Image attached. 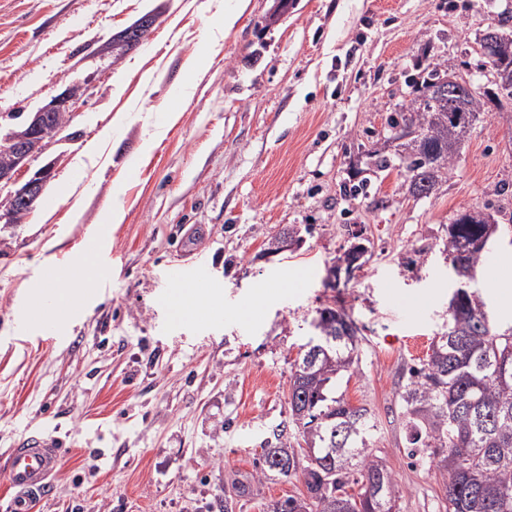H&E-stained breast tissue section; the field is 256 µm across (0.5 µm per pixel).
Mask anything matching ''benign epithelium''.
<instances>
[{"mask_svg": "<svg viewBox=\"0 0 512 512\" xmlns=\"http://www.w3.org/2000/svg\"><path fill=\"white\" fill-rule=\"evenodd\" d=\"M154 24L151 18L142 19L136 26L120 34L117 42L123 49L132 50L138 46L143 33ZM90 90V82L72 84L64 90L52 95L36 112L30 114L28 126L20 131L9 130L0 133V152L11 157V163L0 168V186H13L9 197L21 204H31L43 193L46 185L53 177V165L48 163L32 173L29 179L20 186H15L14 176L17 171L29 168L30 162L44 153L50 143L44 138V131L50 120L59 113L71 115L76 102ZM356 272L354 266H331L328 269L326 282L334 286L341 280H350Z\"/></svg>", "mask_w": 512, "mask_h": 512, "instance_id": "1", "label": "benign epithelium"}]
</instances>
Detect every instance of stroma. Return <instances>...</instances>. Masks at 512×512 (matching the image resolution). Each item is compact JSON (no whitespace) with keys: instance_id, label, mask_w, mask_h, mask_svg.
Wrapping results in <instances>:
<instances>
[{"instance_id":"obj_1","label":"stroma","mask_w":512,"mask_h":512,"mask_svg":"<svg viewBox=\"0 0 512 512\" xmlns=\"http://www.w3.org/2000/svg\"><path fill=\"white\" fill-rule=\"evenodd\" d=\"M224 2L0 0V127L66 85H92L66 133L30 163L53 164L48 191L67 186L71 196L0 231V467L24 432L56 428L61 469L34 512H266L302 482L275 477L249 497L224 493L275 433L303 447L288 405L291 365L316 309L334 302L363 336L339 390L375 417L399 512H443L440 474L407 454L398 393L405 367L428 359L448 320L450 222L512 189V110L482 114L427 199L402 189L403 168L378 171L366 153L386 138L389 112L413 98L407 77L428 63L488 83L478 41L512 16V0H291L269 24L276 0H249L192 96L178 99ZM147 15L155 23L137 48L111 47ZM161 124L162 139L143 152ZM107 127L100 163L78 166ZM357 169L368 196H343ZM116 200L125 219L112 224ZM291 225L298 248L266 255ZM357 231L368 248L361 269L324 287ZM92 238L102 287L55 333L21 324L46 273L76 266ZM197 251L221 284L217 316L175 323L163 298L179 285L164 273ZM488 251L475 287L503 330L512 326L500 291L512 288L507 218ZM256 297L261 315L249 323L244 306Z\"/></svg>"}]
</instances>
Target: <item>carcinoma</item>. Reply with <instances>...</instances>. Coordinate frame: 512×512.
I'll list each match as a JSON object with an SVG mask.
<instances>
[{
  "label": "carcinoma",
  "mask_w": 512,
  "mask_h": 512,
  "mask_svg": "<svg viewBox=\"0 0 512 512\" xmlns=\"http://www.w3.org/2000/svg\"><path fill=\"white\" fill-rule=\"evenodd\" d=\"M489 25L479 39L484 65L498 77L512 76V38ZM452 68L435 64L411 75L417 96L386 119L400 136L403 186L428 198L448 181L465 138L485 106H512L498 83L483 91L466 83L448 97ZM501 210L464 207L448 225L446 252L457 282L476 277L487 262L477 246L496 233ZM479 294L453 292L448 325L432 342L428 360L408 369L399 394L408 431V456L428 460L444 478V512H512V328L497 330ZM305 350L294 361L288 392L293 424L308 445L304 455L283 434L261 449L254 476L232 485L237 497L251 494L257 479L297 477L306 488L266 505L267 512H396L399 488L375 454L377 425L369 409L332 394L336 379L354 370L360 329L342 305L316 310Z\"/></svg>",
  "instance_id": "obj_1"
}]
</instances>
